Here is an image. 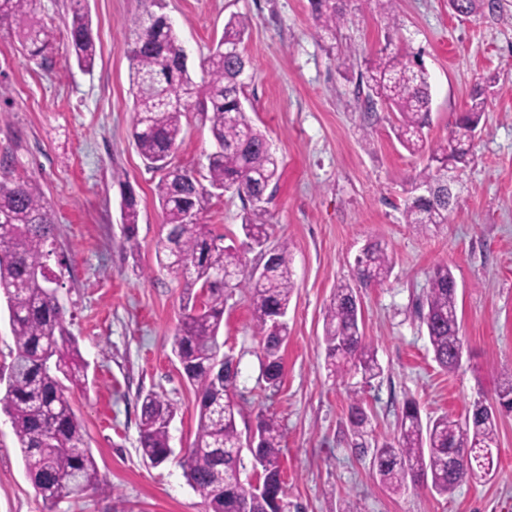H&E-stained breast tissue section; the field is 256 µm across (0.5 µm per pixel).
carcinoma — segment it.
Wrapping results in <instances>:
<instances>
[{
	"label": "carcinoma",
	"instance_id": "obj_1",
	"mask_svg": "<svg viewBox=\"0 0 512 512\" xmlns=\"http://www.w3.org/2000/svg\"><path fill=\"white\" fill-rule=\"evenodd\" d=\"M343 0H313L321 31L336 38L347 21ZM36 0H0V27L18 34L41 51L47 31L34 20ZM249 20L231 16L224 34L207 59L209 80L197 84L191 77L186 53L172 24L149 9L133 22L127 54L131 60L134 122L132 136L139 153L159 161L162 176L156 185L167 233L156 253L183 279L184 315L173 337V353L183 364L184 377L197 393L198 425L191 448L180 464L184 475L207 506L208 512H288L278 459L283 432L272 417L258 421V445L251 449L253 475L244 476L241 434L237 418L245 407L234 401L238 363L222 352L226 290L247 289L253 319L262 335L263 372L268 383L282 376L280 350L288 339V323L275 325L272 317L288 311L294 291L292 258L287 242L275 246L272 261L253 278L245 273L240 248L224 245L199 215L212 190L233 191L251 211L241 224L244 244L267 247L269 225L262 219L268 187L280 177L277 158L266 137L245 113L246 83L242 71L249 61L241 50ZM67 56L85 69L94 66L97 45L92 22L75 4L66 26ZM368 109L381 102L395 115L397 138L412 155L428 154L423 172L405 200V223L420 229L448 223V191L439 185L448 159L468 155L474 131L485 111L484 90L477 88L468 110L456 118L448 145L427 150L423 129L429 125L432 97L428 76L419 57L394 54L367 62ZM202 105L210 123L216 150L208 156L207 175L198 178L173 163L183 140L182 117ZM122 220L127 233L123 245L136 247L133 235L139 223L135 195L124 199ZM55 225L40 186L31 180L0 176V298H5L15 341V356L8 373L0 376L5 394L3 410L20 448L27 474L39 496L54 505L79 492L104 490L96 460L87 446L86 431L65 395L64 381L78 385L85 378L80 350L64 327L63 310L53 280L40 269L55 245ZM387 248L370 241L356 259L357 279L368 287L383 282L391 272ZM423 307V322L438 365L447 372L460 365L463 343L457 315L455 279L446 267L436 269ZM361 307L356 291L340 284L326 307L323 336L327 368L340 377L354 369L371 380L381 373L373 353L363 341ZM498 412L512 411V374L497 391ZM176 410L154 393L145 395L140 415V450L157 466L172 453L169 427ZM354 435L367 433L370 417L360 400L348 406ZM497 412L482 400L473 402L464 420L446 414L427 422L416 404H404L395 444H383L372 454V471L384 487L398 492L408 485H427L440 495L463 483L482 478L494 465Z\"/></svg>",
	"mask_w": 512,
	"mask_h": 512
}]
</instances>
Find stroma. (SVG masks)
<instances>
[{"instance_id": "1", "label": "stroma", "mask_w": 512, "mask_h": 512, "mask_svg": "<svg viewBox=\"0 0 512 512\" xmlns=\"http://www.w3.org/2000/svg\"><path fill=\"white\" fill-rule=\"evenodd\" d=\"M490 9L480 0L456 16L448 0H398V30L387 28L374 0H347L348 21L336 38L320 32L311 0H158L173 22L196 82L233 15L248 17L243 53L250 62L245 108L280 161L267 190L270 242L288 241L294 293L283 377L261 376L262 344L249 295L235 290L224 307L221 339L239 361L238 419L249 435L258 415L274 417L284 439L279 466L288 502L303 512H512V413L498 419L494 476L452 494L394 493L372 474L370 449L393 441L406 401L422 418L463 417L477 399L492 400L512 369V0ZM96 35L92 70L65 61L72 0H37L48 32L42 55L0 28V164L14 178L39 184L56 226L48 260L64 326L88 365L86 388L68 392L109 493H79L48 508L32 486L8 416L0 411V512H205L179 464L195 438L193 388L172 352L182 314L181 279L159 264L164 231L155 186L161 174L139 154L126 53L132 23L148 0H82ZM420 55L432 93L428 147L448 142V129L471 104L474 85L487 106L468 162L461 197L447 223L419 230L403 219L409 179L426 164L397 141L384 105L367 111L360 84L368 60ZM176 160L206 173L214 141L198 113L183 117ZM139 203V247L122 249V191ZM247 204L216 192L201 223L241 244ZM384 244L392 270L359 289L362 331L381 373L364 380L330 376L323 312L337 285L354 283L355 260L368 241ZM457 283L463 340L461 365L443 371L421 320V302L437 266ZM155 393L177 410L170 458L154 466L139 452L141 401ZM361 398L371 423L367 454H357L347 419Z\"/></svg>"}]
</instances>
